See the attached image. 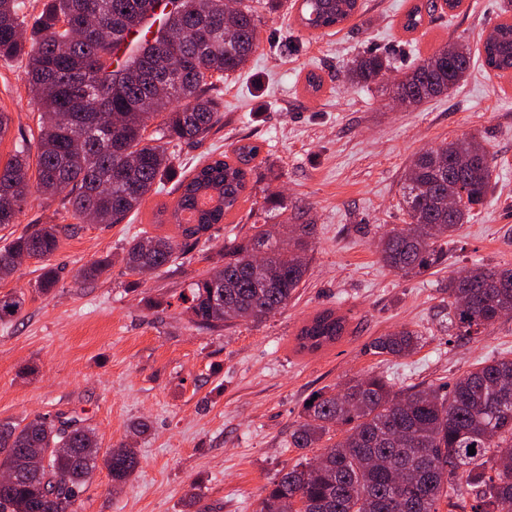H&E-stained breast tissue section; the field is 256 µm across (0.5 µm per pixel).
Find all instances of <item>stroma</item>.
I'll return each mask as SVG.
<instances>
[{"instance_id": "stroma-1", "label": "stroma", "mask_w": 512, "mask_h": 512, "mask_svg": "<svg viewBox=\"0 0 512 512\" xmlns=\"http://www.w3.org/2000/svg\"><path fill=\"white\" fill-rule=\"evenodd\" d=\"M417 2L363 0L360 13L325 34L301 25L295 0L274 12L260 8L259 50L218 86L223 126L178 148L182 177L238 142L260 144L248 200L232 223L217 225L209 242L171 267L136 281L122 261L136 234L176 235L161 213L177 198L169 189L119 224L75 221L61 198L35 193L18 223L0 228L1 247L38 224L80 225L52 258L59 282L50 295L38 292L32 260L0 280L1 294L25 299L0 322V426L74 415L102 448H136L139 464L120 487L103 466L89 472L82 512H188L192 490L197 512H259L271 482L303 456L289 441L312 391L370 372L397 389L450 384L484 360L512 357V318L469 337L456 335L441 312L449 276L512 267V74L489 71L482 47L507 0H461L405 32L402 18ZM446 44L469 46L470 74L416 107L343 75L351 59L371 52L402 73ZM312 72L323 80L316 93L306 87ZM0 111L11 118L0 139L2 164L16 139L37 129V103L13 62L0 61ZM466 135L488 149L493 189L455 232L444 264L400 275L380 261L376 244L407 220L404 172L419 151ZM273 194L287 205L276 223L315 227L304 286L262 323L195 327L183 295L222 266L229 240L263 223ZM106 254V275L74 281L78 268ZM325 309L346 316L345 335L318 353H296L299 328ZM403 326L422 336L415 352L369 351L375 337ZM141 420L149 429L133 436L130 427Z\"/></svg>"}]
</instances>
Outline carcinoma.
<instances>
[{"mask_svg":"<svg viewBox=\"0 0 512 512\" xmlns=\"http://www.w3.org/2000/svg\"><path fill=\"white\" fill-rule=\"evenodd\" d=\"M44 0L28 24L27 0H0V59L24 64L38 105L37 134L16 142L0 166V226L17 223L31 190L63 195L78 219L120 224L151 193L174 177L175 142H196L220 126L224 113L211 94L214 82L246 65L259 48L260 17L236 0ZM359 0H302L301 23L324 30L347 22ZM424 22L420 6L402 27ZM32 26L31 36L25 28ZM486 66L512 72V21L498 23L483 42ZM469 49L441 47L420 59L394 84V98L414 106L447 92L467 77ZM390 60L368 54L347 71L354 84L385 79ZM152 133H147L149 126ZM260 148L241 144L177 181L171 211L178 235H135L124 248L132 275L174 263L238 209ZM490 154L476 136L443 142L414 156L402 199L409 222L380 237L382 263L408 276L443 263L458 226L474 217L492 188ZM224 246L221 269L190 287L188 311L198 328L229 321L261 322L285 309L308 272V225L285 248L275 224ZM76 224H43L0 248V279L16 270L20 254L40 263V290L59 282L50 258L61 235ZM111 266L98 258L74 275L99 278ZM24 298L0 295V321L19 313ZM448 324L474 336L512 315V268H477L448 277ZM346 318L326 309L308 320L296 340L315 353L344 334ZM408 327L374 338L369 350L403 357L420 344ZM290 435L294 448H319L314 460L282 472L259 512H512V358L485 360L453 386L410 385L394 390L384 376L355 377L343 388L309 397ZM476 453L469 454L468 447ZM46 453L29 467L27 450ZM102 464L112 480L135 471L137 452L122 444L101 450L92 429L75 417L49 425L37 417L0 427V469L18 481L0 487V512H79L84 471Z\"/></svg>","mask_w":512,"mask_h":512,"instance_id":"obj_1","label":"carcinoma"}]
</instances>
